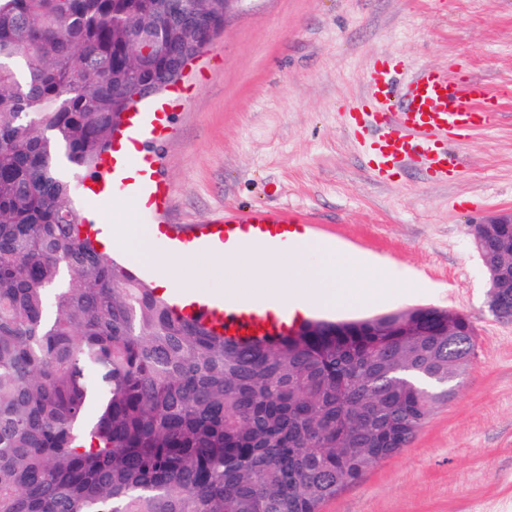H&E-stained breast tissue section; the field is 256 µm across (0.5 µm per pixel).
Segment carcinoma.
Returning a JSON list of instances; mask_svg holds the SVG:
<instances>
[{"label": "carcinoma", "mask_w": 512, "mask_h": 512, "mask_svg": "<svg viewBox=\"0 0 512 512\" xmlns=\"http://www.w3.org/2000/svg\"><path fill=\"white\" fill-rule=\"evenodd\" d=\"M0 0V512H321L401 453L471 366L437 308L229 343L83 231L71 172L132 87L224 28V0ZM163 54L136 63L134 35ZM478 254L512 321V224Z\"/></svg>", "instance_id": "carcinoma-1"}]
</instances>
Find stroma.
Segmentation results:
<instances>
[{
  "label": "stroma",
  "mask_w": 512,
  "mask_h": 512,
  "mask_svg": "<svg viewBox=\"0 0 512 512\" xmlns=\"http://www.w3.org/2000/svg\"><path fill=\"white\" fill-rule=\"evenodd\" d=\"M381 57L512 87V0H242L186 70L189 95L154 148L172 187L167 209L147 217L127 195L74 202L110 225L124 217L121 203L133 223L172 227L212 223L228 208L285 207L307 216L299 232L418 284L311 317L424 306L469 316L477 355L455 396L322 512H512V322L486 307L488 276L468 229L512 210V98L491 127L449 141L461 165L447 181L416 165L379 181L346 107Z\"/></svg>",
  "instance_id": "stroma-1"
}]
</instances>
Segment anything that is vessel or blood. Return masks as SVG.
Instances as JSON below:
<instances>
[{
    "label": "vessel or blood",
    "mask_w": 512,
    "mask_h": 512,
    "mask_svg": "<svg viewBox=\"0 0 512 512\" xmlns=\"http://www.w3.org/2000/svg\"><path fill=\"white\" fill-rule=\"evenodd\" d=\"M181 99L175 90L149 104L133 105L111 153L82 177L85 193L102 199L135 197L149 216L163 211L171 191L147 147L165 139ZM501 99L483 80L463 81L450 71L426 66L405 73L393 60L383 59L368 70L365 93L347 110L354 134L371 137L370 169L375 179H387L418 159L434 180L444 181L459 169L457 158L446 149L449 134L462 136L491 125ZM300 220L299 213L284 208L228 210L212 224L182 231L177 239L203 249L243 235L282 250L288 246L289 229ZM173 307L243 342L277 337L288 321L287 311L274 312L246 301L217 304L202 297L175 301Z\"/></svg>",
    "instance_id": "obj_1"
}]
</instances>
